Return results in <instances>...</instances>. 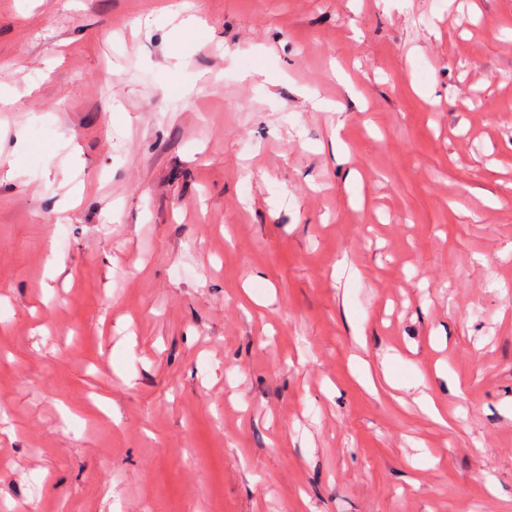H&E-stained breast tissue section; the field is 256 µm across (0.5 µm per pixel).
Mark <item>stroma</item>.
I'll return each instance as SVG.
<instances>
[{"label": "stroma", "mask_w": 512, "mask_h": 512, "mask_svg": "<svg viewBox=\"0 0 512 512\" xmlns=\"http://www.w3.org/2000/svg\"><path fill=\"white\" fill-rule=\"evenodd\" d=\"M189 2L0 0V500L512 512V0Z\"/></svg>", "instance_id": "stroma-1"}]
</instances>
